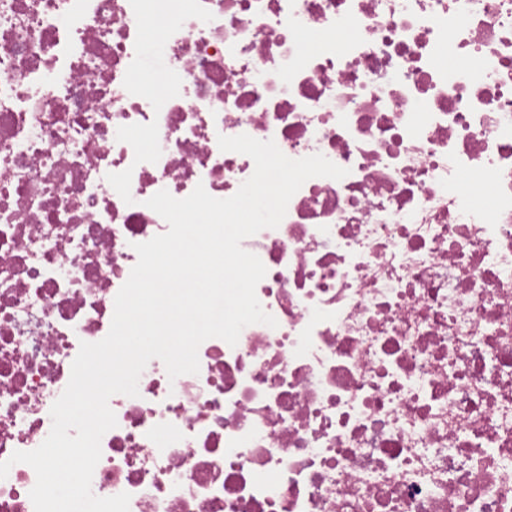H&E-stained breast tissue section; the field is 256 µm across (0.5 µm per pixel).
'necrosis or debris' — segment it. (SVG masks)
<instances>
[{
  "mask_svg": "<svg viewBox=\"0 0 512 512\" xmlns=\"http://www.w3.org/2000/svg\"><path fill=\"white\" fill-rule=\"evenodd\" d=\"M149 0H0V462L36 449L109 332L146 201L255 170L219 136L320 154L245 238L276 326L150 360L92 491L129 512H512V0H180L164 97ZM347 30L341 45L323 33ZM32 467L0 512H34ZM156 5L153 9V20L146 44V53L143 68L134 76V81L139 88L150 95L162 97L164 87L158 81L159 71L163 66L160 53V40L165 28L167 15L176 7L177 0H151ZM161 18L163 21H161Z\"/></svg>",
  "mask_w": 512,
  "mask_h": 512,
  "instance_id": "1",
  "label": "necrosis or debris"
}]
</instances>
